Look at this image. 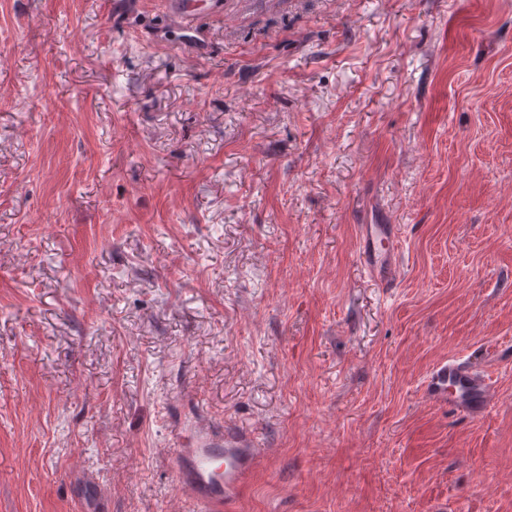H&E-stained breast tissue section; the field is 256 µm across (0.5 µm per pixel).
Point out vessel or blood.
<instances>
[{
    "mask_svg": "<svg viewBox=\"0 0 512 512\" xmlns=\"http://www.w3.org/2000/svg\"><path fill=\"white\" fill-rule=\"evenodd\" d=\"M223 0H169V12L177 28L195 30L201 14L219 15ZM363 262L371 276L381 283L393 280L398 267L394 227L390 224H363L359 227ZM434 393H447L450 408L471 417L482 416L491 389L486 377L475 369L449 362L439 369L432 383ZM253 440L235 431L214 436L210 429L194 430L185 447L176 451L180 483L201 507V512H222L241 489L257 463Z\"/></svg>",
    "mask_w": 512,
    "mask_h": 512,
    "instance_id": "vessel-or-blood-1",
    "label": "vessel or blood"
}]
</instances>
